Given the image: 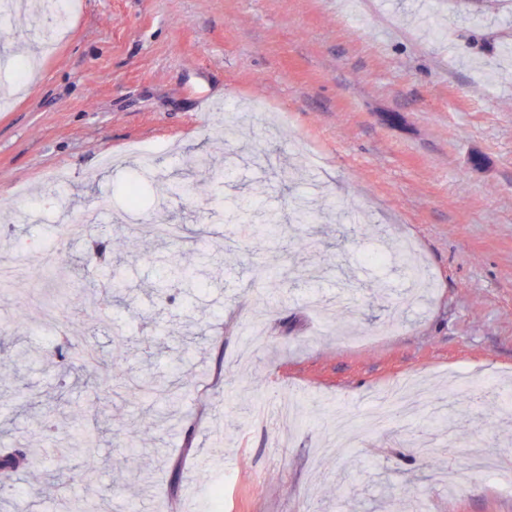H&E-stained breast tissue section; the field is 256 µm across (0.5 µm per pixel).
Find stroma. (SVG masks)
I'll list each match as a JSON object with an SVG mask.
<instances>
[{
    "label": "stroma",
    "instance_id": "obj_1",
    "mask_svg": "<svg viewBox=\"0 0 512 512\" xmlns=\"http://www.w3.org/2000/svg\"><path fill=\"white\" fill-rule=\"evenodd\" d=\"M45 31L28 10L0 23L18 66L0 73V244L25 271L0 297V326L25 322L0 333V443L33 451L0 476V512H74L77 493L95 512H512L472 466L512 463V0H80L48 54ZM139 147L157 154L140 213L190 231L167 249L74 224L105 194L124 208ZM167 180L188 192L161 197ZM310 198L325 218L271 238L228 221ZM101 239L121 246L109 304L87 276ZM168 262L201 264L203 287ZM62 332L127 384L186 385L100 406ZM402 380L427 399L371 422ZM282 398L297 421L257 417ZM94 418L96 466L57 473Z\"/></svg>",
    "mask_w": 512,
    "mask_h": 512
}]
</instances>
